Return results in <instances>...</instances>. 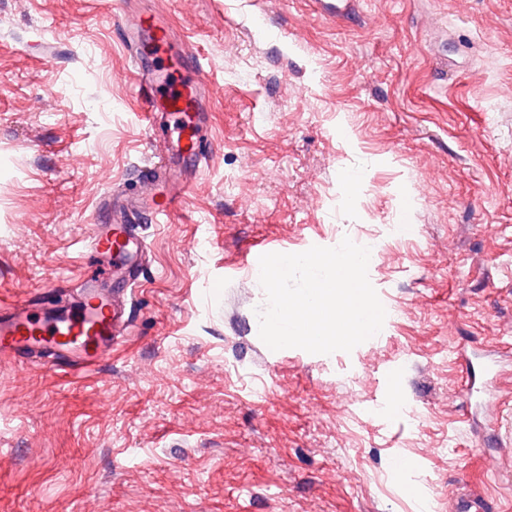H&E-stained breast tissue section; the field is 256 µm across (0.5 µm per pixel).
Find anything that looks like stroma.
<instances>
[{
  "label": "stroma",
  "instance_id": "1",
  "mask_svg": "<svg viewBox=\"0 0 512 512\" xmlns=\"http://www.w3.org/2000/svg\"><path fill=\"white\" fill-rule=\"evenodd\" d=\"M324 3L141 0L202 55L209 158L140 227L128 341L90 371L0 364V512H512V396L464 406L454 356L512 376V0ZM122 23L0 0V300L76 277L104 196L143 189ZM344 234L385 238L379 337L270 350L257 245Z\"/></svg>",
  "mask_w": 512,
  "mask_h": 512
}]
</instances>
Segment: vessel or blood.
<instances>
[{
	"instance_id": "obj_1",
	"label": "vessel or blood",
	"mask_w": 512,
	"mask_h": 512,
	"mask_svg": "<svg viewBox=\"0 0 512 512\" xmlns=\"http://www.w3.org/2000/svg\"><path fill=\"white\" fill-rule=\"evenodd\" d=\"M112 9L126 19L123 42L137 72L145 130L163 148L140 198H105L112 221L92 229L90 270L33 297L0 301L1 362L89 371L131 335L128 296L148 253L132 219L147 212L155 221L168 220L188 194L187 186H174V177L197 172L204 158L208 82L198 49L187 41L175 46L161 11L132 10L126 0H114Z\"/></svg>"
}]
</instances>
